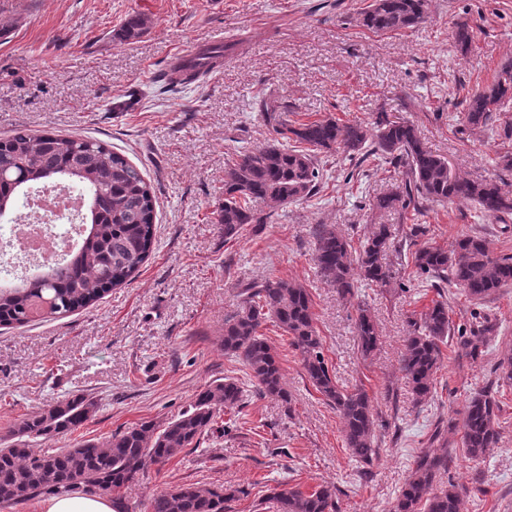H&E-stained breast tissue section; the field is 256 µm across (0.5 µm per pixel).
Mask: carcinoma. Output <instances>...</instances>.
<instances>
[{"instance_id":"cac0c4a2","label":"carcinoma","mask_w":512,"mask_h":512,"mask_svg":"<svg viewBox=\"0 0 512 512\" xmlns=\"http://www.w3.org/2000/svg\"><path fill=\"white\" fill-rule=\"evenodd\" d=\"M430 0H371L356 23L376 33L399 31L423 23ZM145 21L129 16L117 37L139 34ZM226 51L210 47L196 62L180 63L160 72L164 88L205 79L218 68ZM512 97V63L502 66L492 82L463 100V118L478 129L493 120L502 99ZM259 112L272 138L256 149L236 151L224 171V203L216 223L224 240L238 237L247 224H266L271 214L258 208H278L313 195L323 179L320 155L343 153L364 162L384 157L399 163L401 182L375 197L372 209L419 212L436 201L475 206L479 213L502 220L512 215V194L493 180L473 181L450 171L448 160L422 142L406 121L377 122L372 129L359 121L336 118L306 120L288 102L272 93L259 99ZM76 184L88 197L82 213L80 242L62 263L16 283L0 284V326L15 328L32 321L38 311L47 318L85 309L112 288L125 284L148 259L156 233V199L141 171L125 156L92 138L17 130L0 137V213L14 211L17 200L33 185ZM390 231L374 225L356 249L330 225L317 230L313 247L320 277L346 298L355 294L356 279L386 285L392 269L386 262ZM430 278L451 281L472 300H484L512 286V255H495L485 239L462 234L452 251L423 244L405 256ZM309 289L281 278H267L244 288L238 309L224 318V353L241 361L258 392L288 401L279 357L262 333L270 321L290 336L307 378L343 422V443L351 456L369 463L376 455V416L366 389L340 386L329 368L322 339L311 311ZM358 348L368 356L377 347L379 332L369 309L357 307ZM490 325L458 330L457 340L470 357L482 354ZM452 335L448 302L433 300L411 324L399 369L421 403L432 393L442 365L441 344ZM243 390L233 378L215 381L196 394L177 418L158 425L142 421L115 432L104 441L84 440L58 452L33 451L30 441L76 431L95 411V401L77 394L38 415L23 419L11 430L9 444L0 448V508H11L42 495L83 492L112 496L115 512H129L124 492L144 475L148 465L164 464L185 448L200 447L214 430L221 412L241 405ZM500 401L491 390L476 392L463 410L461 445L477 462L498 442ZM440 452L416 457L393 512H462L464 489H436V478L451 462L448 440L436 429ZM238 489L224 486L177 485L149 497L146 512H224ZM271 499L278 512H337L336 491L322 486L311 492L275 488Z\"/></svg>"}]
</instances>
